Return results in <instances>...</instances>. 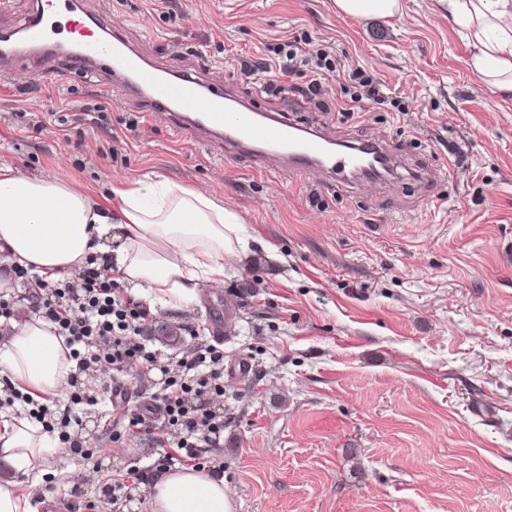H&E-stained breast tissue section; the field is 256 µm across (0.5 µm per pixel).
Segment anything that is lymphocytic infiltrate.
Returning a JSON list of instances; mask_svg holds the SVG:
<instances>
[{
	"instance_id": "lymphocytic-infiltrate-1",
	"label": "lymphocytic infiltrate",
	"mask_w": 512,
	"mask_h": 512,
	"mask_svg": "<svg viewBox=\"0 0 512 512\" xmlns=\"http://www.w3.org/2000/svg\"><path fill=\"white\" fill-rule=\"evenodd\" d=\"M308 42L307 34L294 35L286 45L273 48L271 55L244 65L243 71L249 77L262 73L266 90L278 94L287 91L288 77L302 74L312 95L320 94L323 78L335 73L343 79L347 111L364 112L369 103H384L377 78L360 68H346L326 50L308 51ZM12 272L32 288L36 312L53 326L56 335L64 337L70 357L76 362L74 372L68 375L72 404L84 400L83 374L97 370L101 364L111 365L118 375L134 367L146 376L160 367L161 354L141 341L153 321L149 309L128 298L108 265L97 257H89L86 266L72 279L49 281L17 265ZM223 396V350L212 345L194 348L178 360L176 372L153 395L175 432L157 465L158 471L170 470L177 463H195L200 447L219 442L224 417L202 406L200 400Z\"/></svg>"
}]
</instances>
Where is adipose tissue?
Returning <instances> with one entry per match:
<instances>
[{
  "label": "adipose tissue",
  "mask_w": 512,
  "mask_h": 512,
  "mask_svg": "<svg viewBox=\"0 0 512 512\" xmlns=\"http://www.w3.org/2000/svg\"><path fill=\"white\" fill-rule=\"evenodd\" d=\"M437 2L445 18L467 28L472 71L512 94V0ZM242 222L207 193L157 176L98 193L0 164V253L51 279L80 271L89 256L106 257L131 294L152 307L189 306L203 284L223 283L225 256L248 245ZM72 366L59 337L35 314L0 343V378L40 404L57 395ZM52 449L34 418L0 411V467L27 473ZM148 505L151 512H232L223 480L193 468L155 481Z\"/></svg>",
  "instance_id": "ef3b65f1"
}]
</instances>
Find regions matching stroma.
Here are the masks:
<instances>
[{"label":"stroma","mask_w":512,"mask_h":512,"mask_svg":"<svg viewBox=\"0 0 512 512\" xmlns=\"http://www.w3.org/2000/svg\"><path fill=\"white\" fill-rule=\"evenodd\" d=\"M111 15L134 49L167 71L190 70L256 112L339 142L386 141L400 156L382 181H333L256 171L178 139L133 90L109 94L65 56L9 60L0 80V164L99 187L160 175L236 209L253 238L224 260V282L199 303L155 307L146 333L178 360L213 343L246 359L225 382L219 444L202 448L223 471L232 512H512V96L481 81L465 31L434 0H401L395 19L341 14L335 0H79ZM306 33L346 64L373 72L387 104L331 112L289 77L280 98L244 80L241 62ZM106 111H94L95 102ZM123 140V161L107 154ZM233 313L214 311L225 300ZM111 368L72 406L85 447L61 444L19 489L37 512H112L103 484L124 480L123 512H148L152 480L126 471L160 456L166 427L125 435L136 397L164 378L128 370L132 399L112 400ZM121 439H114V432Z\"/></svg>","instance_id":"1"}]
</instances>
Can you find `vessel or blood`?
I'll return each mask as SVG.
<instances>
[{
    "mask_svg": "<svg viewBox=\"0 0 512 512\" xmlns=\"http://www.w3.org/2000/svg\"><path fill=\"white\" fill-rule=\"evenodd\" d=\"M60 24L77 45L70 56L74 67L86 70L97 60H109L116 76L131 78L139 90L150 94V108L169 116L181 140L194 143L208 136L210 148L225 160L246 155L262 171L283 162L289 173L299 176L346 175L361 165L363 150L385 154L376 140L332 150L328 138L282 116H264L246 105L229 107L224 90L205 86L197 75L180 72L163 77L160 68L128 48L123 35H113L108 43L100 41L102 16L86 13L72 0H36L18 31L28 43L43 44Z\"/></svg>",
    "mask_w": 512,
    "mask_h": 512,
    "instance_id": "obj_1",
    "label": "vessel or blood"
}]
</instances>
